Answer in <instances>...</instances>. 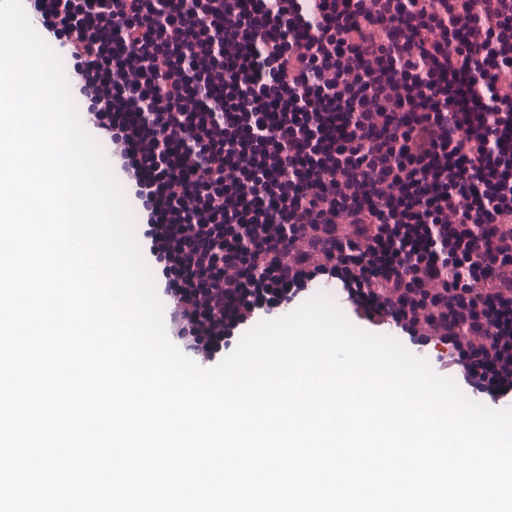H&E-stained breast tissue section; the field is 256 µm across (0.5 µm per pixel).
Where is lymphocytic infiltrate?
Listing matches in <instances>:
<instances>
[{"instance_id": "f902f5d3", "label": "lymphocytic infiltrate", "mask_w": 512, "mask_h": 512, "mask_svg": "<svg viewBox=\"0 0 512 512\" xmlns=\"http://www.w3.org/2000/svg\"><path fill=\"white\" fill-rule=\"evenodd\" d=\"M216 365L332 281L512 397V0H25Z\"/></svg>"}]
</instances>
